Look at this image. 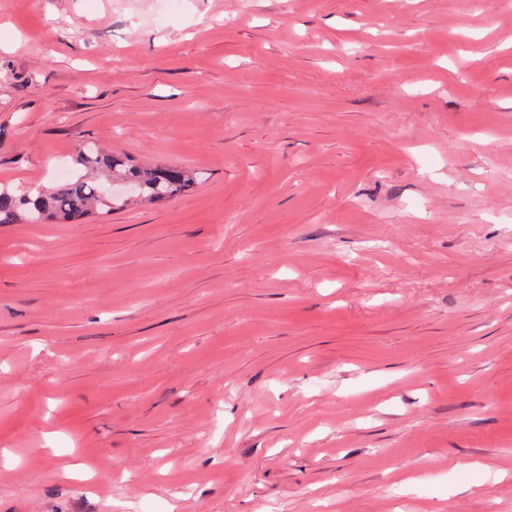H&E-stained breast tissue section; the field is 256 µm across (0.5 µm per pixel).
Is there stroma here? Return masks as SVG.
Listing matches in <instances>:
<instances>
[{
  "instance_id": "35a3bbf8",
  "label": "stroma",
  "mask_w": 512,
  "mask_h": 512,
  "mask_svg": "<svg viewBox=\"0 0 512 512\" xmlns=\"http://www.w3.org/2000/svg\"><path fill=\"white\" fill-rule=\"evenodd\" d=\"M88 141L200 183L0 225V512H512V0H0Z\"/></svg>"
}]
</instances>
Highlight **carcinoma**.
<instances>
[{
    "instance_id": "cac0c4a2",
    "label": "carcinoma",
    "mask_w": 512,
    "mask_h": 512,
    "mask_svg": "<svg viewBox=\"0 0 512 512\" xmlns=\"http://www.w3.org/2000/svg\"><path fill=\"white\" fill-rule=\"evenodd\" d=\"M199 178L181 165L134 163L91 145L78 149L69 173L35 198L0 187V224H67L95 211L164 203L194 191Z\"/></svg>"
}]
</instances>
